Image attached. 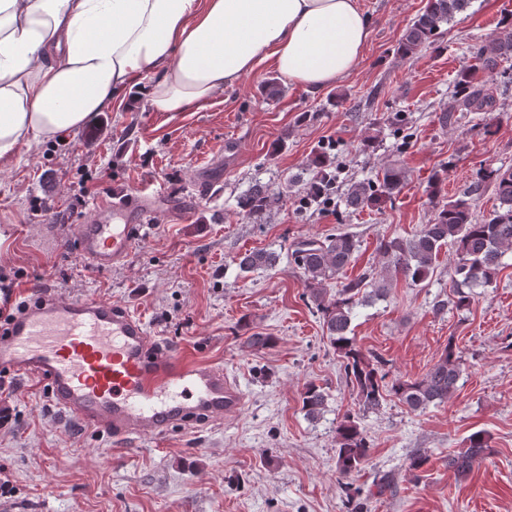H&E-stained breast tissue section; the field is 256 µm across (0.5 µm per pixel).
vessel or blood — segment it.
Returning <instances> with one entry per match:
<instances>
[{
	"instance_id": "b4317fda",
	"label": "vessel or blood",
	"mask_w": 512,
	"mask_h": 512,
	"mask_svg": "<svg viewBox=\"0 0 512 512\" xmlns=\"http://www.w3.org/2000/svg\"><path fill=\"white\" fill-rule=\"evenodd\" d=\"M162 200L135 193L99 202L95 219L77 228L80 259L96 271L124 265ZM1 369L39 379L61 417L125 438L219 422L245 402L223 365L172 353L127 307L49 289L0 333Z\"/></svg>"
}]
</instances>
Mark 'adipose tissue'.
I'll use <instances>...</instances> for the list:
<instances>
[{"label": "adipose tissue", "mask_w": 512, "mask_h": 512, "mask_svg": "<svg viewBox=\"0 0 512 512\" xmlns=\"http://www.w3.org/2000/svg\"><path fill=\"white\" fill-rule=\"evenodd\" d=\"M358 0H0V163L64 138L149 78L156 112H193L266 58L294 85L351 74Z\"/></svg>", "instance_id": "ef3b65f1"}]
</instances>
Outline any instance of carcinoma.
Wrapping results in <instances>:
<instances>
[{
	"label": "carcinoma",
	"mask_w": 512,
	"mask_h": 512,
	"mask_svg": "<svg viewBox=\"0 0 512 512\" xmlns=\"http://www.w3.org/2000/svg\"><path fill=\"white\" fill-rule=\"evenodd\" d=\"M468 0H427L423 13L408 26L399 42L398 51L405 58L414 57L422 48L435 44L442 28L454 15L466 8ZM512 56V29H505L496 38L484 42L474 53V63L456 75L448 108L443 110L446 126L458 123L470 112H492L496 98L483 74L493 71L500 60ZM310 165L317 169V182L332 185L336 181L330 164L322 156ZM406 181L405 171L388 167L382 176L353 182L345 193L346 206L351 209L374 208L398 195ZM494 184L499 207L488 217L477 220L471 199L460 197L443 202L439 197V176H434L430 193L437 198L432 221L422 225L409 239L381 240L377 251L384 260V269L401 275L408 285L418 287L427 279L442 250H453L454 286L452 298L434 303L441 313L453 304L464 308L474 299L473 290L491 285L502 269V258L512 252V168H482L476 174L472 191L482 183ZM274 199L262 187L239 201L250 218L264 215ZM359 247L355 236L338 232L325 238L308 237L295 241L291 258L305 275L304 288L321 314L328 339L342 359L345 377L356 394L357 404L364 411L378 408L386 396L392 395L416 411L444 402L457 389L462 359L454 337L448 338L438 361L421 378L386 381L382 360L365 354L350 336L354 309L362 302L387 290L384 280L365 275L336 285L330 292L327 281L338 276ZM278 256L263 250H252L237 257L243 272L275 267ZM302 410L311 418L318 416L325 404L324 389L310 382L301 392ZM336 473L347 476L361 471L368 463L371 440L361 428L358 415L347 413L336 428ZM491 449V437L483 431L472 433L463 450L448 457V467L465 477L473 464Z\"/></svg>",
	"instance_id": "carcinoma-1"
}]
</instances>
